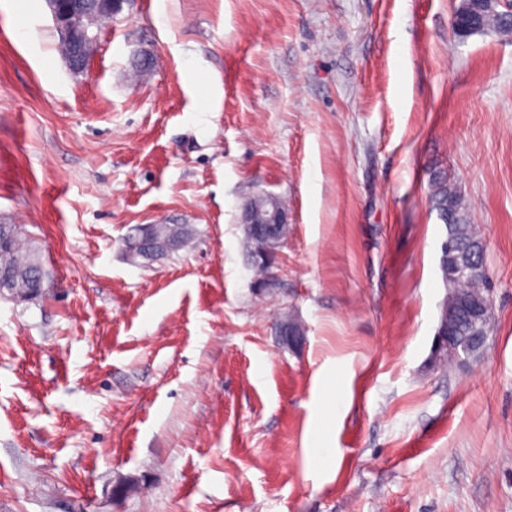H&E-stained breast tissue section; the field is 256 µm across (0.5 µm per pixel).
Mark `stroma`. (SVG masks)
<instances>
[{
  "instance_id": "obj_1",
  "label": "stroma",
  "mask_w": 512,
  "mask_h": 512,
  "mask_svg": "<svg viewBox=\"0 0 512 512\" xmlns=\"http://www.w3.org/2000/svg\"><path fill=\"white\" fill-rule=\"evenodd\" d=\"M459 3L127 0L76 75L0 0V224L50 280L0 299V512H512V38ZM437 167L487 243L478 362L433 355ZM139 224L193 240L134 264ZM271 194H257L244 203L242 224L244 231L257 235L260 239L261 257L270 262L278 249L288 238V213L277 206L282 201ZM261 205L271 206V212L263 213Z\"/></svg>"
}]
</instances>
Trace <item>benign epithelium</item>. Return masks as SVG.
<instances>
[{"mask_svg": "<svg viewBox=\"0 0 512 512\" xmlns=\"http://www.w3.org/2000/svg\"><path fill=\"white\" fill-rule=\"evenodd\" d=\"M51 11L60 40L66 44L65 59L75 74L85 72L87 63L98 45L97 20L102 15H113L122 8L123 0H76L64 5L62 0H46ZM244 231L260 239L261 257L271 261L278 249L288 238V213L277 206L271 194H257L244 203L242 208ZM178 237L171 234L161 238L155 225L135 226L124 240L127 258L134 262L139 258L153 260L176 251ZM30 273L31 288L24 293L15 289V282L24 273ZM14 265L0 264V297H7L17 303L35 300L45 288V276L41 259H36L28 271ZM470 313L471 322L478 324L492 316V300L485 296L463 297L454 309L443 315L435 333L436 346L442 345L453 350L456 345L457 318L459 312ZM277 329L285 344L301 343L303 329L293 321L283 319Z\"/></svg>", "mask_w": 512, "mask_h": 512, "instance_id": "obj_1", "label": "benign epithelium"}]
</instances>
